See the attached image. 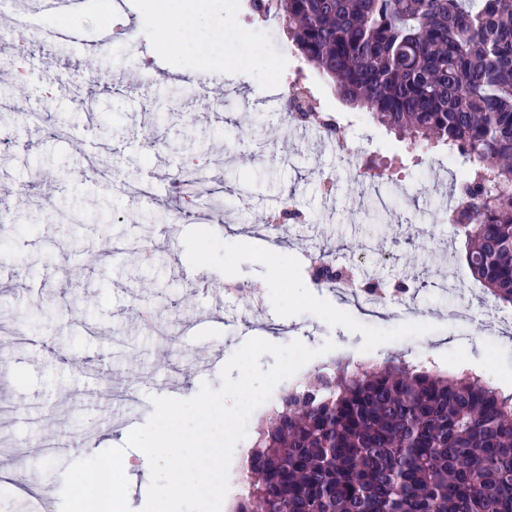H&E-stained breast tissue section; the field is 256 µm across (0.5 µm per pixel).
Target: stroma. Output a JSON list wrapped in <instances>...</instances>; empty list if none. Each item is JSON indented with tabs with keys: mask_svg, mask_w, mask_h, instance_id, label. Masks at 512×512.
Returning <instances> with one entry per match:
<instances>
[{
	"mask_svg": "<svg viewBox=\"0 0 512 512\" xmlns=\"http://www.w3.org/2000/svg\"><path fill=\"white\" fill-rule=\"evenodd\" d=\"M101 3L31 15L66 38L31 57L24 102L0 82V183L12 188L0 231V332L15 339L0 365V512H34L29 487L59 504L68 465L123 446L165 379L178 380L181 399L205 382L220 388V368L201 378L191 370L213 346L229 357L253 337L311 348L329 340L339 358H385L415 343L442 369H470L512 391V310L455 261L464 242L434 191L438 174L461 172L444 146L411 144L346 106L290 55L282 26L250 17L241 0H168L165 15L146 12L144 0H112L108 14ZM201 11L209 27L193 26ZM174 23L185 32L172 42L163 32ZM120 70L146 81L151 100L116 82ZM59 71L79 80L56 86L55 134L20 126ZM194 73L213 80L212 93H197ZM294 80L334 117L348 153L289 140L284 112L255 94L286 92ZM193 158L225 203L211 220L179 216L170 191L177 164ZM367 159L385 171L374 183L381 215L358 193ZM291 194L304 216L270 244L261 217ZM229 228L235 241L225 239ZM325 250L341 262L370 257L367 280L426 281L417 317L402 321L394 308L371 316L316 284L313 259ZM443 272L455 275L453 292L434 288ZM83 359L96 363L91 377L76 371Z\"/></svg>",
	"mask_w": 512,
	"mask_h": 512,
	"instance_id": "1",
	"label": "stroma"
}]
</instances>
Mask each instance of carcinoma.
Masks as SVG:
<instances>
[{"label":"carcinoma","mask_w":512,"mask_h":512,"mask_svg":"<svg viewBox=\"0 0 512 512\" xmlns=\"http://www.w3.org/2000/svg\"><path fill=\"white\" fill-rule=\"evenodd\" d=\"M349 106L469 161L452 226L512 309V0H249ZM246 512H512V394L402 358L278 396Z\"/></svg>","instance_id":"cac0c4a2"}]
</instances>
